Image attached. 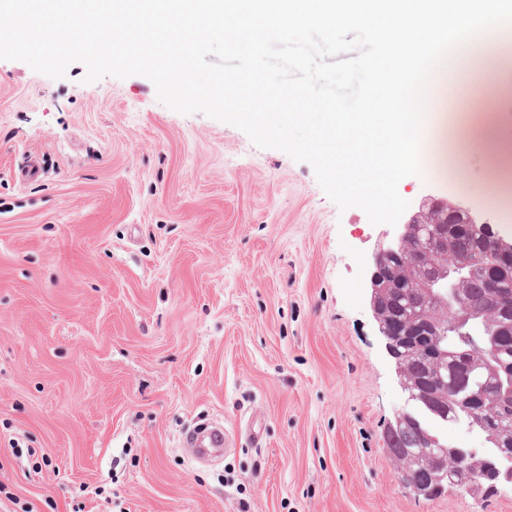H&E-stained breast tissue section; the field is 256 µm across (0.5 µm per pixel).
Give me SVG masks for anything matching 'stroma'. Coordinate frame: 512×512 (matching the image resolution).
Segmentation results:
<instances>
[{
  "mask_svg": "<svg viewBox=\"0 0 512 512\" xmlns=\"http://www.w3.org/2000/svg\"><path fill=\"white\" fill-rule=\"evenodd\" d=\"M85 72L0 60V486L33 512H512L508 488L417 496L387 453L405 396L370 275L389 225L148 78ZM506 74L512 41L483 77L428 86L455 100L449 125L496 110L505 174L433 135L398 187L505 236ZM214 418L236 445L201 466L179 435Z\"/></svg>",
  "mask_w": 512,
  "mask_h": 512,
  "instance_id": "obj_1",
  "label": "stroma"
}]
</instances>
